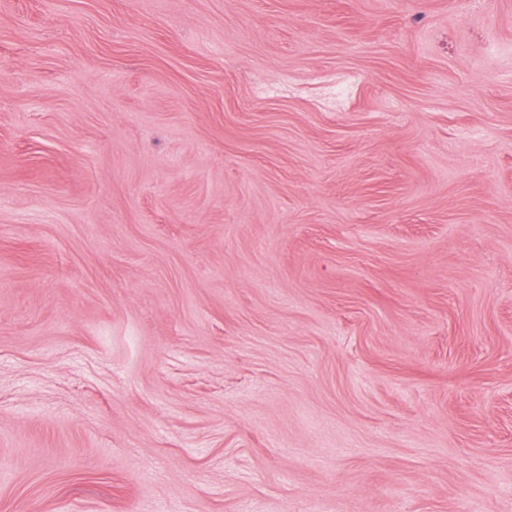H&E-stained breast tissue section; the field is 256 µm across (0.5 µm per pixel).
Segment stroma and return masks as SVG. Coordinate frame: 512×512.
<instances>
[{"label":"stroma","mask_w":512,"mask_h":512,"mask_svg":"<svg viewBox=\"0 0 512 512\" xmlns=\"http://www.w3.org/2000/svg\"><path fill=\"white\" fill-rule=\"evenodd\" d=\"M512 512V0H0V512Z\"/></svg>","instance_id":"obj_1"}]
</instances>
